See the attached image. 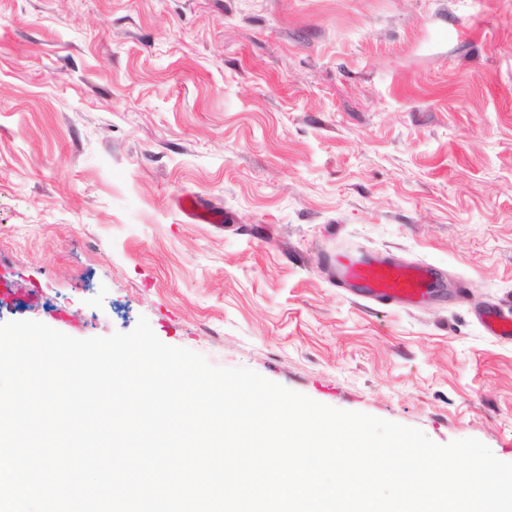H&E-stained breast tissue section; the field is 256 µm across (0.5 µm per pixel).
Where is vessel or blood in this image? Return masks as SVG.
Listing matches in <instances>:
<instances>
[{
  "label": "vessel or blood",
  "mask_w": 512,
  "mask_h": 512,
  "mask_svg": "<svg viewBox=\"0 0 512 512\" xmlns=\"http://www.w3.org/2000/svg\"><path fill=\"white\" fill-rule=\"evenodd\" d=\"M183 214L194 222H213L210 207L197 197L186 196L180 201ZM336 285L351 289L353 296L377 307L412 306L429 291L433 269L428 265H403L377 258L364 248L337 253ZM479 322L490 336L512 341V311L497 305L485 307Z\"/></svg>",
  "instance_id": "1"
}]
</instances>
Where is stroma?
Masks as SVG:
<instances>
[{
  "mask_svg": "<svg viewBox=\"0 0 512 512\" xmlns=\"http://www.w3.org/2000/svg\"><path fill=\"white\" fill-rule=\"evenodd\" d=\"M351 244L438 286L354 300ZM0 281V323L143 316L512 462V344L474 319L512 302V0H0ZM183 214L194 222H214L213 212L210 207L202 203L197 197L184 196L180 201Z\"/></svg>",
  "mask_w": 512,
  "mask_h": 512,
  "instance_id": "obj_1",
  "label": "stroma"
}]
</instances>
